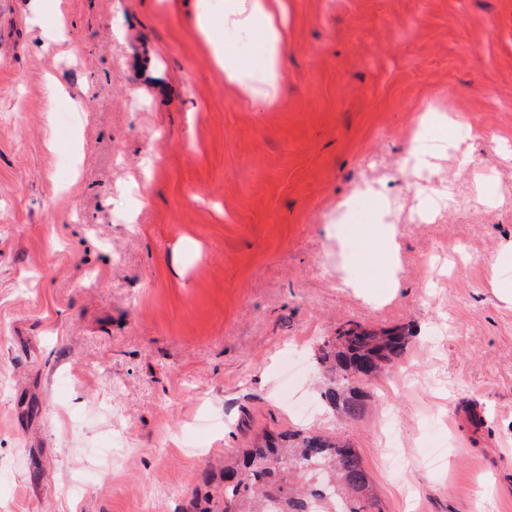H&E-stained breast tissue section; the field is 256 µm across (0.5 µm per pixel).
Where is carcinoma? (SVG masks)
I'll use <instances>...</instances> for the list:
<instances>
[{
    "label": "carcinoma",
    "instance_id": "carcinoma-1",
    "mask_svg": "<svg viewBox=\"0 0 512 512\" xmlns=\"http://www.w3.org/2000/svg\"><path fill=\"white\" fill-rule=\"evenodd\" d=\"M410 334L401 328L380 333L350 326L323 345L318 363L326 382L321 399L356 418L363 394L348 377L397 364L408 352ZM202 512H374L376 496L355 448L303 431L264 430L251 447L224 460Z\"/></svg>",
    "mask_w": 512,
    "mask_h": 512
}]
</instances>
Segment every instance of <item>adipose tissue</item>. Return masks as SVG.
<instances>
[{"instance_id":"ef3b65f1","label":"adipose tissue","mask_w":512,"mask_h":512,"mask_svg":"<svg viewBox=\"0 0 512 512\" xmlns=\"http://www.w3.org/2000/svg\"><path fill=\"white\" fill-rule=\"evenodd\" d=\"M224 19L256 32L261 54L258 64L249 67L236 54L225 53L228 84L256 105L274 99L284 81V60L289 50L284 0H225Z\"/></svg>"}]
</instances>
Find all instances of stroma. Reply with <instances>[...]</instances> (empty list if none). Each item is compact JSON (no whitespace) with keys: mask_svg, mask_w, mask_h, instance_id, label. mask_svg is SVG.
<instances>
[{"mask_svg":"<svg viewBox=\"0 0 512 512\" xmlns=\"http://www.w3.org/2000/svg\"><path fill=\"white\" fill-rule=\"evenodd\" d=\"M200 16L224 0L0 12V512H190L288 429L356 448L380 512H512V0H288L261 106ZM367 182L390 245L351 240ZM354 324L416 338L352 419L316 354Z\"/></svg>","mask_w":512,"mask_h":512,"instance_id":"1","label":"stroma"}]
</instances>
